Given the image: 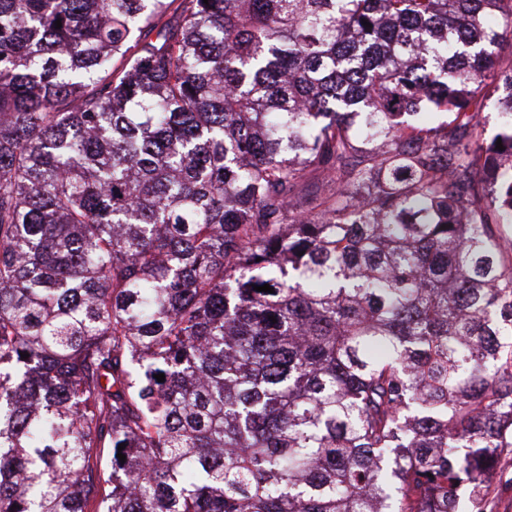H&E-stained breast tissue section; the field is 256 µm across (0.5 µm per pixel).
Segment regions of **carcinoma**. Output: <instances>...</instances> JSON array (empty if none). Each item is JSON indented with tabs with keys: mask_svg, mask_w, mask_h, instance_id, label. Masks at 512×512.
I'll list each match as a JSON object with an SVG mask.
<instances>
[{
	"mask_svg": "<svg viewBox=\"0 0 512 512\" xmlns=\"http://www.w3.org/2000/svg\"><path fill=\"white\" fill-rule=\"evenodd\" d=\"M168 9L0 0V512H483L512 0Z\"/></svg>",
	"mask_w": 512,
	"mask_h": 512,
	"instance_id": "cac0c4a2",
	"label": "carcinoma"
}]
</instances>
